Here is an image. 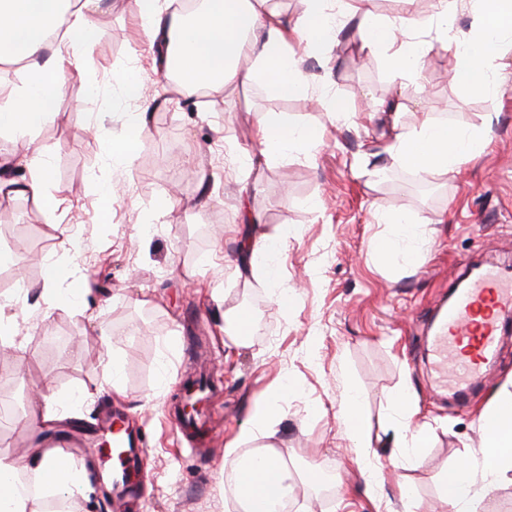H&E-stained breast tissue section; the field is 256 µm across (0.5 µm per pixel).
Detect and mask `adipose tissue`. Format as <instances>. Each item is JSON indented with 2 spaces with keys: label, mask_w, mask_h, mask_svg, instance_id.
<instances>
[{
  "label": "adipose tissue",
  "mask_w": 512,
  "mask_h": 512,
  "mask_svg": "<svg viewBox=\"0 0 512 512\" xmlns=\"http://www.w3.org/2000/svg\"><path fill=\"white\" fill-rule=\"evenodd\" d=\"M105 0H0V63L24 61L21 85L0 94V132L24 138L55 111L56 100L69 78L81 69L78 57L64 46H91L93 16ZM144 34L159 50V69L184 97L200 90L212 93L268 84L278 95L291 97L313 82L328 83L302 66L303 54L335 45L338 18L347 15L348 0H304L295 17L280 11L275 0H203L195 16L170 8L167 0H135ZM477 24L459 56L460 72L471 91L486 95L497 87L496 62L512 48V0H473ZM435 29L440 42L448 40V0H434L430 16L409 13L395 20L364 17L359 25V49L382 57L396 78L418 74L427 46L419 35ZM406 105L401 96L380 104L377 112L387 128L386 151L391 158L420 173H444L480 155L489 125L450 131L447 125L423 117L412 126L400 122ZM266 153L277 156L319 143L322 131L301 126L285 114L269 115L256 127ZM12 164L26 170L19 181L0 177V194H26L46 200L50 178L48 160L40 153L20 150ZM288 233L276 227L247 233L237 253L236 273L246 278L262 274L276 282V261ZM484 482L494 488L512 471V423L483 420ZM466 464L443 473L442 498L448 512H477L472 489H459V478H471Z\"/></svg>",
  "instance_id": "ef3b65f1"
}]
</instances>
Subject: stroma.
<instances>
[{"mask_svg":"<svg viewBox=\"0 0 512 512\" xmlns=\"http://www.w3.org/2000/svg\"><path fill=\"white\" fill-rule=\"evenodd\" d=\"M353 20L341 45L305 60L329 72L327 88L288 99L264 83L185 99L164 96L152 70L134 0H111L95 15V40L82 54L54 114L35 132L52 169L45 207L30 196H0V253L24 246L22 262L0 265V299L12 284L28 293L15 308L14 344L0 349V396H34L51 384L56 408L76 418L77 461L93 485L78 512H113L97 487L112 478L101 418L134 417L145 434L149 476L138 485L139 512H227L236 459L255 448L237 442L255 403L281 389L278 447L297 476L332 477L331 496L298 485L291 512H444L440 476L468 462L480 472V414L512 377V335L492 359L486 389L460 397L444 390L426 338L448 281L469 261L512 260V53L499 62V86L472 94L458 74L456 52L428 35L420 75L392 79L376 56L360 53ZM139 74L152 130L133 168L112 158L130 108L117 74ZM342 98L350 113L332 117L321 93ZM402 94L410 112L466 129L492 118L491 140L476 158L426 177L382 150L383 129L370 108ZM269 113L323 130L321 142L285 158L265 154L255 128ZM262 227L287 226L278 258L282 279L239 278L235 254L240 186ZM116 198L103 214V194ZM417 217V263L381 257L380 237L397 234L389 215ZM70 271L36 303L44 262ZM259 297L245 343L225 319ZM110 337L117 373L105 369ZM210 358L223 381L211 446L191 451L168 417L180 369ZM120 391H113V384ZM409 392L417 409L400 422L390 402ZM363 405L373 446L357 455L343 421L350 393ZM429 435L421 454L402 443ZM238 443L237 457L225 456ZM378 486H370L373 474Z\"/></svg>","mask_w":512,"mask_h":512,"instance_id":"stroma-1","label":"stroma"}]
</instances>
